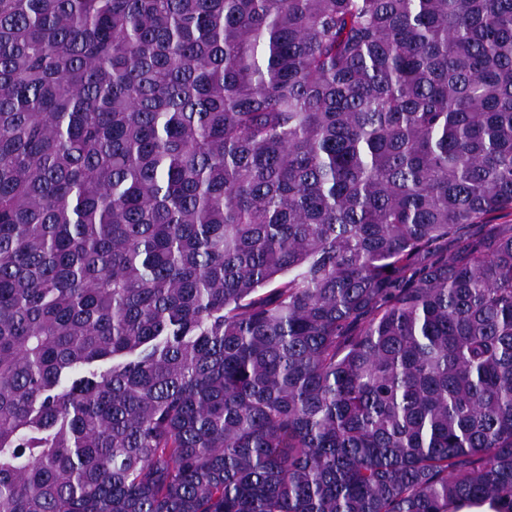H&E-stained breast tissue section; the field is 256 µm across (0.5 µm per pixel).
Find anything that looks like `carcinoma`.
Returning a JSON list of instances; mask_svg holds the SVG:
<instances>
[{"instance_id": "obj_1", "label": "carcinoma", "mask_w": 512, "mask_h": 512, "mask_svg": "<svg viewBox=\"0 0 512 512\" xmlns=\"http://www.w3.org/2000/svg\"><path fill=\"white\" fill-rule=\"evenodd\" d=\"M511 215L512 0H0V512H512Z\"/></svg>"}]
</instances>
